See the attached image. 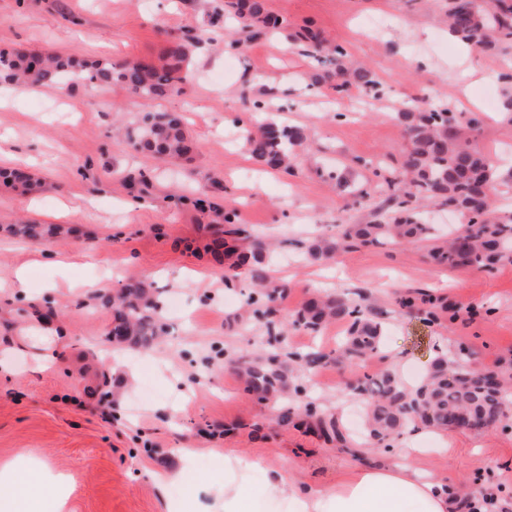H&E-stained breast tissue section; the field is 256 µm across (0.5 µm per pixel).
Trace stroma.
Here are the masks:
<instances>
[{
    "mask_svg": "<svg viewBox=\"0 0 512 512\" xmlns=\"http://www.w3.org/2000/svg\"><path fill=\"white\" fill-rule=\"evenodd\" d=\"M213 0H0V47L66 53L116 62L159 58L192 32V76L157 98L160 112H178L195 143L186 158L161 161L137 152L116 131L140 110L118 86L20 90L0 84L2 167H36L39 191L0 185V493L31 476L43 496L69 481L66 512H224V456L262 459L314 489L335 484L361 462H392L409 441L438 433L405 431L396 447L363 457L312 431L281 426L272 407L244 391L233 361L255 354L267 333L257 323H229L250 291L247 278L224 284V267L185 243H210L219 226H204L187 204L196 190L235 207L238 222L273 239L270 274L289 285L278 316H289L316 292L341 295L381 311L387 336L371 357L332 364L307 376L312 396L334 413L344 433L360 402L347 379L393 370L409 384L424 377L437 348L465 345L474 363L512 358V263L493 271L451 269L430 261L421 245L388 243L312 259L305 247L332 237L340 224L373 220L382 199L366 168H398L407 141L398 114L427 103L482 114L473 144L512 175V118L499 73L507 52L469 54L442 21L448 0H267L288 30L308 26L345 47L379 81L381 95H337L316 83L320 61L286 48L283 36L258 33L236 46L222 26H209ZM268 85L280 93L266 111L243 103ZM303 127L309 144L293 173L242 179L253 162L236 132L267 113ZM349 168L350 188L330 174ZM151 182L130 209L128 176ZM369 192L368 203L355 194ZM41 224L37 239L15 235L18 218ZM28 268L23 287H9ZM140 281L160 299L165 326L148 349L113 342L108 300ZM433 290L448 302L452 325L428 324L400 308L399 296ZM181 309L172 312L171 299ZM345 323L319 335L288 326L290 350L329 352ZM452 449L431 452L421 467L473 498L512 501V430H455Z\"/></svg>",
    "mask_w": 512,
    "mask_h": 512,
    "instance_id": "stroma-1",
    "label": "stroma"
}]
</instances>
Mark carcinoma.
Listing matches in <instances>:
<instances>
[{
	"label": "carcinoma",
	"instance_id": "carcinoma-1",
	"mask_svg": "<svg viewBox=\"0 0 512 512\" xmlns=\"http://www.w3.org/2000/svg\"><path fill=\"white\" fill-rule=\"evenodd\" d=\"M228 15L243 32L281 34L286 30L284 22L267 9L266 0H222L213 16ZM446 21L456 37L482 52L512 42V0H448ZM287 39L306 53H323L321 63L327 68L316 80L336 93L378 91L379 83L372 73L351 61L345 48H326L309 30ZM196 40L197 36L188 35L171 42L157 61L143 58L124 63L0 48V82L27 89L70 83L121 85L142 100L136 121L126 129L128 140L138 151L159 159L181 157L194 148L182 116L155 112L151 101L178 90L189 80ZM399 117L409 148L400 176L384 178L382 167H374V177L383 178L388 189L377 208V219L370 224H338L336 240L316 239L306 246V253L320 259L331 257L340 247L425 243L430 258L450 268L492 270L504 261L512 262V211L498 209L492 193L499 171L461 132L463 127L478 129L481 120L466 118L440 103L401 112ZM243 140L254 163L290 173L300 163L296 149L306 142L307 133L301 127L269 118L255 130L244 129ZM0 182L31 188L40 183V177L19 168H0ZM428 201L448 206L463 219L449 230L451 237L439 235L435 225L428 222ZM192 204L201 208L208 223L226 225L224 235L239 241L249 239L245 230L237 227L235 210L213 203L205 207L200 199ZM267 251V245L255 238L251 251L233 257L235 266L248 268L255 283L247 300L249 315L264 324L276 341L281 331L271 314L276 303L288 295V284L267 274ZM418 301L425 308L427 322L448 320V309L423 291L402 296L399 306L412 309ZM332 319L347 324L339 350L288 353L302 373L366 358L384 344L381 313L337 295L309 299L291 315V325L315 334ZM112 323L123 331L121 344L146 345L163 331L157 304L140 282L126 285L112 297ZM281 355V348L273 345L261 356L238 362L245 390L261 403H273L279 424L314 429L330 441L345 444L336 418L327 416L323 405L307 395L302 377L288 376ZM497 372L498 387L486 386L472 366L470 351L459 346L439 356L433 370L413 387L390 370L364 376L357 386L349 388L350 394L366 406L364 440L384 444L408 427L467 430L468 422L477 417L503 421L512 411V361L499 365Z\"/></svg>",
	"mask_w": 512,
	"mask_h": 512
}]
</instances>
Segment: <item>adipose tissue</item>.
<instances>
[{"instance_id": "1", "label": "adipose tissue", "mask_w": 512, "mask_h": 512, "mask_svg": "<svg viewBox=\"0 0 512 512\" xmlns=\"http://www.w3.org/2000/svg\"><path fill=\"white\" fill-rule=\"evenodd\" d=\"M422 454L421 448L413 446L405 449L398 464L360 466L336 484L314 490L277 469L268 478L265 492L293 503L296 512H453V488L447 482L422 477L413 467V460ZM224 468L228 472L224 512H249L248 486L242 476L265 470V463L228 456Z\"/></svg>"}]
</instances>
